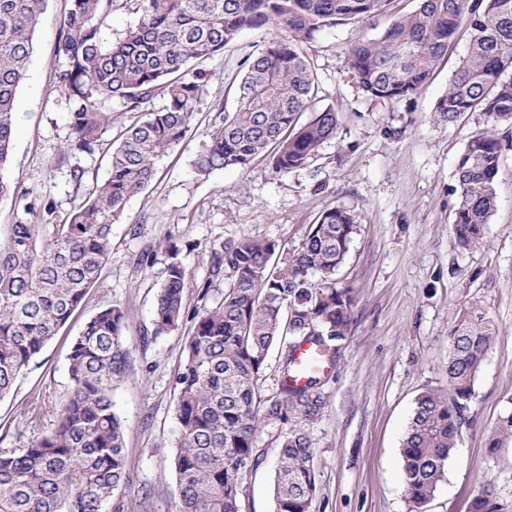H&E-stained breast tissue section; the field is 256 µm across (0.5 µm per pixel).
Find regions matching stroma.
<instances>
[{"instance_id":"1","label":"stroma","mask_w":512,"mask_h":512,"mask_svg":"<svg viewBox=\"0 0 512 512\" xmlns=\"http://www.w3.org/2000/svg\"><path fill=\"white\" fill-rule=\"evenodd\" d=\"M416 6L417 0H393L377 25L350 21L302 43L318 78L317 106L334 108L340 126L311 166L283 176L264 158L206 177L192 166L205 130L221 112L233 111L242 61L266 31H245L203 64L206 94L192 131L158 162L152 184L127 202L113 224L110 257L83 306L0 399V448L22 446L31 431L25 408L34 396L68 391L67 355L85 322L104 306H124L129 354L112 391L131 475L123 497L128 512H174V381L189 329L154 333L155 296L169 262L158 243L175 244L192 280L210 283L216 293L224 282L210 276L212 245L270 238L293 250L322 211L347 207L357 213L359 227L337 279L353 288L355 305L350 335L324 386L325 409L309 426L318 483L312 512H410L402 441L417 395L446 388L449 333L458 314L471 307L492 320L495 342L464 411L462 439L426 512H470L487 485L500 512H512V436L502 437L496 456L487 453L489 434L512 412V149L504 151L495 177L498 204L483 245L459 251L452 231L456 159L483 118L476 112L450 126L435 121L434 107L465 42L411 100L399 103L366 97L348 64L353 43L378 36ZM66 9L67 0H48L35 33L6 169L12 183L52 204L48 224L61 223L106 178L111 143L142 118L117 113L95 154H62L68 105L55 87L54 52ZM76 167L84 171L78 185L70 176ZM148 250L155 253L153 262L141 265ZM274 433L271 426L262 433L264 459L243 484L241 512H272Z\"/></svg>"}]
</instances>
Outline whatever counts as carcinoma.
<instances>
[{
    "label": "carcinoma",
    "instance_id": "obj_1",
    "mask_svg": "<svg viewBox=\"0 0 512 512\" xmlns=\"http://www.w3.org/2000/svg\"><path fill=\"white\" fill-rule=\"evenodd\" d=\"M46 0H0V200L23 202V216L0 227V398L57 335L99 279L112 249V226L126 203L154 180L157 162L192 130L206 93L200 66L246 30L280 33L248 55L236 109L204 132L193 166L200 176L244 169L259 156L273 173L309 166L336 136L339 114L314 108L317 76L300 49L325 27L371 23L391 0H137L138 22L102 37L114 0H67L55 46L56 87L68 100L67 155H92L112 127V104L146 108L145 119L112 145L107 178L60 224H40L51 207L5 177L15 133L18 90ZM468 44L434 116L450 125L479 112L487 126L458 155L453 192L456 246H480L497 207L494 180L503 150L494 125L512 123V0H418L377 38L348 49L349 67L372 99L409 100L431 78L460 29ZM160 96L159 107L151 101ZM310 112L305 123L299 115ZM357 214L323 211L301 246L244 238L211 251V275L227 280L214 301L196 286L172 245L157 293L154 335L192 323L175 379V512H240L247 475L262 463L263 426L278 427L272 476L273 512H311L317 493L314 444L307 425L326 405L325 378L290 383L296 351L306 343L334 361L350 333L353 289L336 274L357 234ZM197 288L201 308L185 305ZM127 311L99 309L70 347V390L37 397L27 416L53 417L48 432H31L20 448H0V512H125L117 493L130 482L124 431L112 390L126 370ZM495 338L486 313H460L450 333L448 390L427 389L415 402L402 448L411 512H422L445 476L461 438L463 410ZM279 348L277 392L259 394L273 347ZM512 413L489 435L495 456ZM471 512H499L493 488Z\"/></svg>",
    "mask_w": 512,
    "mask_h": 512
}]
</instances>
